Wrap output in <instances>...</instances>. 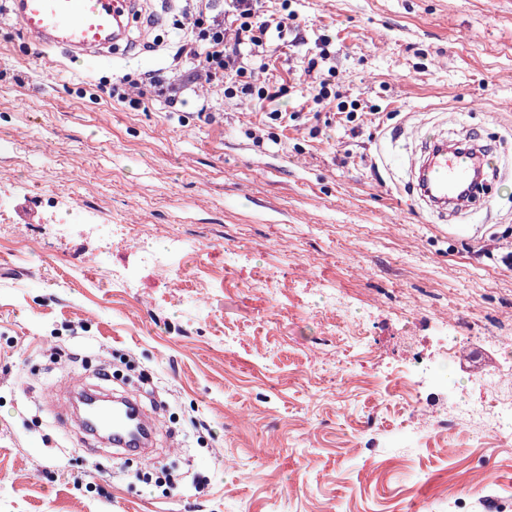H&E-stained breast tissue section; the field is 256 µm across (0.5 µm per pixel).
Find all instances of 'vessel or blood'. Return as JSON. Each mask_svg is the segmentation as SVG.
I'll list each match as a JSON object with an SVG mask.
<instances>
[{"label":"vessel or blood","instance_id":"vessel-or-blood-1","mask_svg":"<svg viewBox=\"0 0 512 512\" xmlns=\"http://www.w3.org/2000/svg\"><path fill=\"white\" fill-rule=\"evenodd\" d=\"M9 13L29 37L41 56L61 54L86 72L112 65L121 46L131 44V30L141 17V0H10ZM474 131L462 142L449 145L443 130L419 136L411 152L407 186L420 202L440 218L449 206L464 209L480 187L476 167L488 169L501 179L507 172L491 162L475 143ZM77 426L80 432L96 428L98 437H110L113 447L131 455L150 452L157 420L132 399L97 398L83 407Z\"/></svg>","mask_w":512,"mask_h":512}]
</instances>
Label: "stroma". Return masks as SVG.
<instances>
[{
	"label": "stroma",
	"instance_id": "1",
	"mask_svg": "<svg viewBox=\"0 0 512 512\" xmlns=\"http://www.w3.org/2000/svg\"><path fill=\"white\" fill-rule=\"evenodd\" d=\"M202 8L145 0L135 56L91 74L40 57L0 9V512H453L472 467L476 512H512V443L416 428L386 372L403 337L434 355L445 311L456 335L510 337L490 354L512 368V182L442 223L378 158L421 121L512 150V0H291L300 30L258 76L288 85L272 102L225 97L177 56ZM326 30L336 88L360 103L350 128L299 82ZM154 75L186 81L176 106L101 91ZM53 347L155 377L154 465L183 449L189 477L156 484L63 431L70 376L115 385L95 363L45 369Z\"/></svg>",
	"mask_w": 512,
	"mask_h": 512
}]
</instances>
